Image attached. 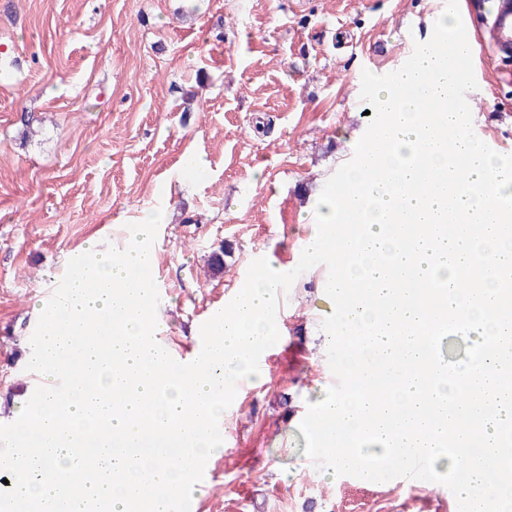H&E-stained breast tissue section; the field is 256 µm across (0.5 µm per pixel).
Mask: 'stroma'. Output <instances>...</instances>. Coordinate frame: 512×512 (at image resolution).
Returning <instances> with one entry per match:
<instances>
[{"label": "stroma", "instance_id": "obj_1", "mask_svg": "<svg viewBox=\"0 0 512 512\" xmlns=\"http://www.w3.org/2000/svg\"><path fill=\"white\" fill-rule=\"evenodd\" d=\"M445 4L0 0V425L30 398L46 291L139 210L165 215L154 278L183 362L253 260L292 271L314 200L368 125L363 71L399 69ZM476 82L474 131L512 154V59L486 61ZM193 156L204 179L186 172ZM326 284L318 264L285 292L274 355L239 381L194 512H444L443 485L333 481L305 456L300 420L335 382Z\"/></svg>", "mask_w": 512, "mask_h": 512}]
</instances>
